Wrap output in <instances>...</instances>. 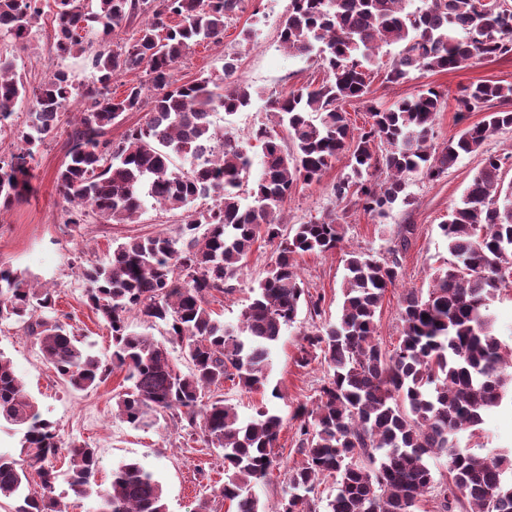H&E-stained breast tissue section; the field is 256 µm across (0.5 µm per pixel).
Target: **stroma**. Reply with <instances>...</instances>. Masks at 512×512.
Wrapping results in <instances>:
<instances>
[{"label":"stroma","mask_w":512,"mask_h":512,"mask_svg":"<svg viewBox=\"0 0 512 512\" xmlns=\"http://www.w3.org/2000/svg\"><path fill=\"white\" fill-rule=\"evenodd\" d=\"M290 8L291 0H242L239 11L225 21L221 42L196 46L174 70L175 80L182 84L203 74H223L225 59H233L231 81L248 86L252 101L232 115L217 112L214 121L217 128L232 131L240 143L247 144L252 128L271 123L266 110L269 97L324 77L312 59L288 52L278 39ZM55 28L53 11L45 10L28 39L16 42L0 38V53L14 58L17 72L30 86H39L46 74L56 69L66 71L76 87L93 86L96 73L83 58L57 53ZM482 80L512 84V55L454 71L414 72L394 83L379 73L373 77V100L388 107L427 87L442 91L445 104L435 121L436 140L442 143L483 120V112L463 114L456 103L464 86ZM70 130V124L60 122L42 144L35 146L30 193L0 208V264L26 272L38 284L51 288L58 317L71 325L82 345L106 361L112 355V338L101 316L87 302L83 266L107 261L117 243L128 238L173 230L183 215L150 206L133 224H109L93 217L81 231H72L56 182L57 172L66 161ZM488 156L502 159L503 179L512 182V130L501 131L487 138L478 153L463 156L442 180L410 178L406 188L410 204L396 205L383 218L364 213L354 203L337 200L334 187L350 172L346 158L336 160L318 181L300 182L293 188L280 213L283 231L291 232L297 225L341 210L345 213L344 239L335 252L306 253L296 258L305 288L323 298L322 314L314 318L308 310H300L296 323L273 348L269 384L279 390V397L250 393L229 382L220 391L240 417H250L255 407L264 403L284 420L274 448L275 465L253 488L263 512H280L286 496L285 474L301 461L295 451L296 422L292 415L297 407L315 402L329 369L320 358L299 366L298 345L303 333L321 321L336 320L343 300L348 252L386 256L394 230L402 224L414 227L411 244L401 256L403 277L388 288L378 315V339L383 349H392L402 330L400 300L408 289L427 290L437 269L446 264L448 241L440 226ZM273 260V246L258 242L234 292L212 298L211 307L224 322L237 321L251 287L265 277ZM0 353L12 361L42 417L54 423L61 443L76 440L97 448L98 483L108 484L113 469L136 461L162 484L167 512H193L201 501L208 502L212 512H232L229 502L216 496L224 483V460L218 450L189 439L169 416L140 428L113 416V397L126 388L123 372L114 371L97 387L72 389L46 363L33 339L24 336L11 319L0 320ZM459 445L483 455L512 450V396H505L486 416L475 436L461 435Z\"/></svg>","instance_id":"stroma-1"}]
</instances>
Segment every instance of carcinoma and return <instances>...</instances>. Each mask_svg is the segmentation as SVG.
Here are the masks:
<instances>
[{
	"instance_id": "cac0c4a2",
	"label": "carcinoma",
	"mask_w": 512,
	"mask_h": 512,
	"mask_svg": "<svg viewBox=\"0 0 512 512\" xmlns=\"http://www.w3.org/2000/svg\"><path fill=\"white\" fill-rule=\"evenodd\" d=\"M55 48L85 58L97 85L81 91L64 71L30 89L10 57L0 53V127L29 99L25 147L0 161V205L30 189L32 146L61 122L66 104L84 102L70 133L67 161L57 185L68 206L67 223L79 229L90 213L127 224L150 201L186 213L170 233L133 237L116 246L105 263L82 277L87 301L110 329L112 363L79 345L68 324L52 316L55 299L30 276L0 266V318L15 317L56 373L85 390L115 369L131 382L115 395L116 415L129 425L148 426L159 415L187 422L207 448L222 451L226 480L220 496L235 512H262L252 488L274 465L282 417L262 406L249 420L213 392L230 381L265 392L270 354L302 306L321 315L322 298L306 296L295 256L337 249L342 216H326L281 233L277 214L298 180L320 179L340 155L351 175L336 183V199L382 217L397 202L409 203L407 179L440 180L460 157L472 154L492 134L512 128V110L498 109L440 145L434 125L444 94L429 87L388 108L371 104V75L379 53L398 51L386 73L396 82L414 71H449L512 55V0H291L279 31L288 50L313 58L328 77L317 85L271 97L276 118L252 138L262 146L261 172L243 189L252 157L230 132L219 133L213 114L231 115L248 106L241 85L224 76L177 84L179 58L203 43L220 41L224 18L240 0H54ZM142 13L149 22L131 43L94 47L81 32L91 23L103 34ZM42 15L41 0H0V35L27 39ZM179 22L173 24L171 19ZM146 67L153 93L132 86L117 99L112 76ZM357 101L371 122L351 129L342 104ZM459 111L473 112L512 102V84L480 82L462 88ZM147 109L143 123L121 141L108 130L125 112ZM291 144H285V141ZM188 164L179 167L176 161ZM501 159L485 158L460 204L440 225L448 240L447 266L423 293L410 289L399 307L401 335L390 351L381 348L377 311L388 288L401 277L400 252L412 229H398L388 256L352 251L346 259L341 314L303 334L299 362L322 357L329 367L315 405L297 408L300 465L287 472L283 512H415L435 493L437 512H512V455H478L453 444L474 433L484 416L512 387L507 346L495 334L489 302L512 282V184H504ZM388 179L379 183L376 172ZM212 204L192 209L199 200ZM260 240L276 246L267 276L251 288L252 299L238 323L214 317L210 299L233 291L248 255ZM164 326L161 344L131 328L129 314ZM189 362L184 373L170 348ZM23 434L18 456L0 453V498L14 512H64L55 495L51 463L61 449L69 456L67 482L74 495H96L95 512H167L162 485L138 463L112 471L97 485V449L72 441L63 447L41 417L11 361L0 352V422ZM448 455L450 480L436 483L428 459ZM331 478L335 493L318 495Z\"/></svg>"
}]
</instances>
